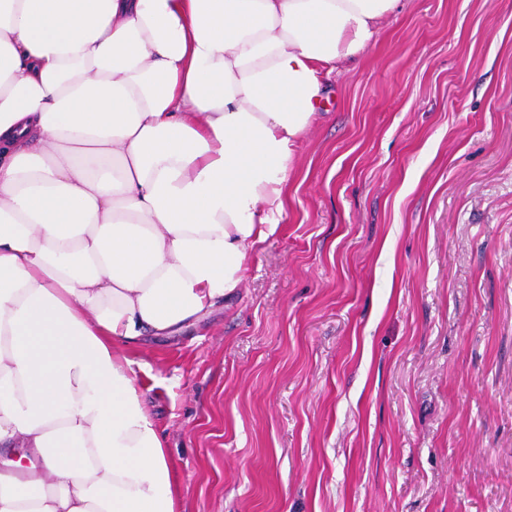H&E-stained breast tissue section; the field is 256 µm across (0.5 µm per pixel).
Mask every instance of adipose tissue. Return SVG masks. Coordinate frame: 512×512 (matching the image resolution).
<instances>
[{
	"instance_id": "ef3b65f1",
	"label": "adipose tissue",
	"mask_w": 512,
	"mask_h": 512,
	"mask_svg": "<svg viewBox=\"0 0 512 512\" xmlns=\"http://www.w3.org/2000/svg\"><path fill=\"white\" fill-rule=\"evenodd\" d=\"M398 0H0V512H176L129 349L236 294Z\"/></svg>"
}]
</instances>
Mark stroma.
<instances>
[{
    "label": "stroma",
    "mask_w": 512,
    "mask_h": 512,
    "mask_svg": "<svg viewBox=\"0 0 512 512\" xmlns=\"http://www.w3.org/2000/svg\"><path fill=\"white\" fill-rule=\"evenodd\" d=\"M131 358L176 512H512V0H399L237 295Z\"/></svg>",
    "instance_id": "stroma-1"
}]
</instances>
